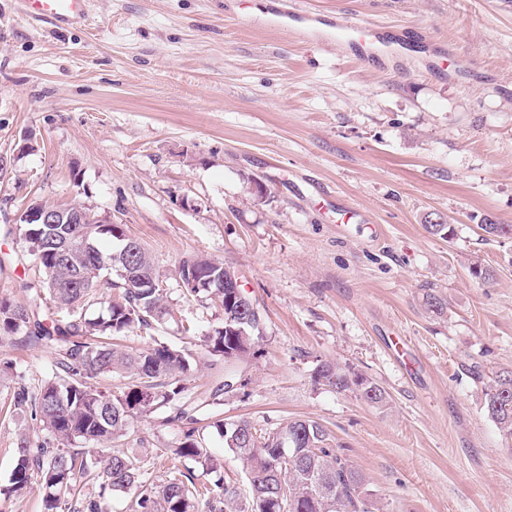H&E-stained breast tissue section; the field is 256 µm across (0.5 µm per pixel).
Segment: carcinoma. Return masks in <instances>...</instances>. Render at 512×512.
Segmentation results:
<instances>
[{"label":"carcinoma","instance_id":"obj_1","mask_svg":"<svg viewBox=\"0 0 512 512\" xmlns=\"http://www.w3.org/2000/svg\"><path fill=\"white\" fill-rule=\"evenodd\" d=\"M89 230L95 250L81 248V233ZM30 254L42 279L37 297L67 312L63 321L51 323L41 309H27L0 301V328L26 330L23 340L37 347L52 343L57 357L52 376L35 392L18 390L14 405L39 419L50 442L33 448L20 440L16 463L4 497H19L32 475L40 478L43 512H107L118 493L135 495V512H195L199 502L209 512H378L367 489L366 477L331 444L328 430L319 422L293 418L264 435L248 420L230 425L215 418L210 426L224 436V447L240 462L247 494L235 484L216 481L200 490L193 478L175 476L162 484L147 478L145 460L112 447L125 436L134 420L158 407H171L182 430L172 454L193 461L208 475L222 467L200 436L197 406L188 398L184 377L196 365L192 351L153 341L130 351L117 339L135 330L148 332L169 314L167 291L152 288L159 279L149 251L135 242L124 255L106 248L121 239L120 224H20ZM127 273L119 280L101 281L112 267ZM214 269L212 260L188 256L178 265L186 295L202 302L219 300L222 322L203 336L212 356L235 363L255 354V332L261 317L243 288L230 287L238 273L224 267L227 288H200ZM102 306L95 317L87 315L90 303ZM101 373L126 380L118 390H100L92 378ZM313 381L337 393L351 391L371 405L384 406L388 394L367 376L324 362L313 371ZM486 410L503 436L512 439V370L496 372L486 392ZM296 442V458L282 461L280 439Z\"/></svg>","mask_w":512,"mask_h":512}]
</instances>
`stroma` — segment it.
Returning <instances> with one entry per match:
<instances>
[{
  "label": "stroma",
  "mask_w": 512,
  "mask_h": 512,
  "mask_svg": "<svg viewBox=\"0 0 512 512\" xmlns=\"http://www.w3.org/2000/svg\"><path fill=\"white\" fill-rule=\"evenodd\" d=\"M312 2L417 29L454 47L461 73L433 74L415 49L368 66L301 45L259 6L241 18L238 0H95L92 21L69 29L0 0V155L15 159L0 180V300L38 301L27 205L83 203L139 239L168 291L169 316L124 346L152 335L193 351L197 396L224 379L199 339L223 313L184 299L178 264L201 255L240 273L261 335L237 366L241 389L203 416L266 431L319 422L383 512H512V442L485 407L492 373L512 370V236L480 228L512 224V0ZM429 217L453 236L430 234ZM431 291L444 315L427 311ZM55 356L0 333L14 364L0 372V486L20 438L45 437L14 393L44 383ZM325 361L371 378L388 404L314 385ZM170 414L116 442L151 456L157 484L192 466L168 452Z\"/></svg>",
  "instance_id": "1"
}]
</instances>
